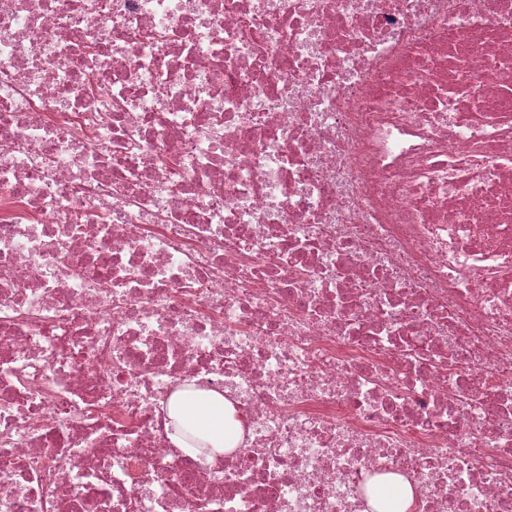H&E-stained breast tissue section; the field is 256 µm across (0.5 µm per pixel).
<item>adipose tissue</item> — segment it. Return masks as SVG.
<instances>
[{"label":"adipose tissue","instance_id":"ef3b65f1","mask_svg":"<svg viewBox=\"0 0 512 512\" xmlns=\"http://www.w3.org/2000/svg\"><path fill=\"white\" fill-rule=\"evenodd\" d=\"M168 415V436L178 447L188 448L189 437L195 436L202 438L212 453L220 455L231 449L232 444L226 438L230 405L222 394L179 393L171 400Z\"/></svg>","mask_w":512,"mask_h":512}]
</instances>
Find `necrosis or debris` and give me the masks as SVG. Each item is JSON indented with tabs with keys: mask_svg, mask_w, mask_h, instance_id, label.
<instances>
[{
	"mask_svg": "<svg viewBox=\"0 0 512 512\" xmlns=\"http://www.w3.org/2000/svg\"><path fill=\"white\" fill-rule=\"evenodd\" d=\"M401 482L512 512V0H0V512ZM168 415V437L179 448L196 451L195 446L187 441L189 434L202 438L204 447L208 446L212 453L218 455L236 445L226 438L225 431L229 430L226 423L231 412L230 404L222 394L207 392L203 396H193L190 392H181L171 400Z\"/></svg>",
	"mask_w": 512,
	"mask_h": 512,
	"instance_id": "4bbe7bcc",
	"label": "necrosis or debris"
}]
</instances>
